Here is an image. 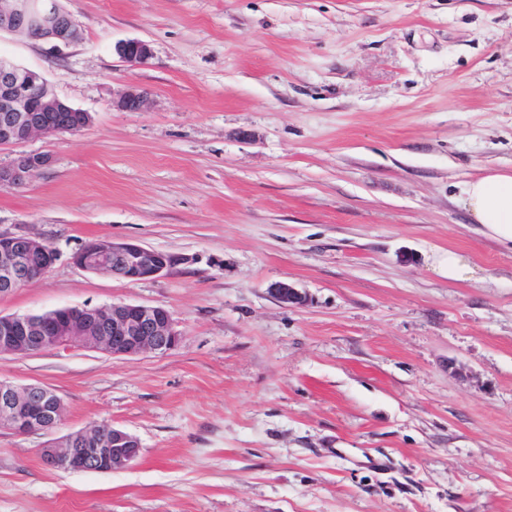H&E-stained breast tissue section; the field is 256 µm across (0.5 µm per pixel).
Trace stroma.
<instances>
[{
  "mask_svg": "<svg viewBox=\"0 0 512 512\" xmlns=\"http://www.w3.org/2000/svg\"><path fill=\"white\" fill-rule=\"evenodd\" d=\"M60 3L78 41L0 53L92 122L0 146L52 155L0 189V233L57 254L0 313L159 305L181 341L0 358L64 405L54 432L0 429V512H512V247L461 204L512 170V0ZM130 89L144 110L118 108ZM93 239L179 261L90 274L71 256ZM100 423L138 438L126 469L43 466ZM115 51L122 59L131 64L141 63L151 54L149 44L139 39L120 42L115 46Z\"/></svg>",
  "mask_w": 512,
  "mask_h": 512,
  "instance_id": "stroma-1",
  "label": "stroma"
}]
</instances>
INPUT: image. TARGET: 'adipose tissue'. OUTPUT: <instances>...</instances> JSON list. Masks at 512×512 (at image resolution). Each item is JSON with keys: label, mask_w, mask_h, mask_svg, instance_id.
Here are the masks:
<instances>
[{"label": "adipose tissue", "mask_w": 512, "mask_h": 512, "mask_svg": "<svg viewBox=\"0 0 512 512\" xmlns=\"http://www.w3.org/2000/svg\"><path fill=\"white\" fill-rule=\"evenodd\" d=\"M462 202L473 223L512 244V172L491 171L465 183Z\"/></svg>", "instance_id": "1"}]
</instances>
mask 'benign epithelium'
Segmentation results:
<instances>
[{"mask_svg":"<svg viewBox=\"0 0 512 512\" xmlns=\"http://www.w3.org/2000/svg\"><path fill=\"white\" fill-rule=\"evenodd\" d=\"M0 32L19 33L56 50L73 44L79 25L58 0H5L0 5ZM116 53L131 64L151 54L147 42L126 40ZM146 103L137 90L124 92L117 106L138 112ZM90 113L58 97L37 71L0 54V145H16L35 135L74 134L89 126ZM47 153L23 154L0 165V188H20L31 176L52 164ZM57 254L26 236L0 234V295L12 293L50 272ZM89 273H106L138 282L162 276L177 258L137 243L94 240L72 256ZM270 293L286 305H302L306 295L285 282ZM180 342L171 312L162 306L126 302L64 307L39 314H0V357L23 356L48 348L101 350L114 356L166 354ZM62 417L57 393L43 385H14L0 381V423L17 434L48 432ZM139 440L119 427L106 434L94 425L70 434L64 443L49 442L41 460L50 469L72 472H116L140 453Z\"/></svg>","mask_w":512,"mask_h":512,"instance_id":"obj_1","label":"benign epithelium"}]
</instances>
